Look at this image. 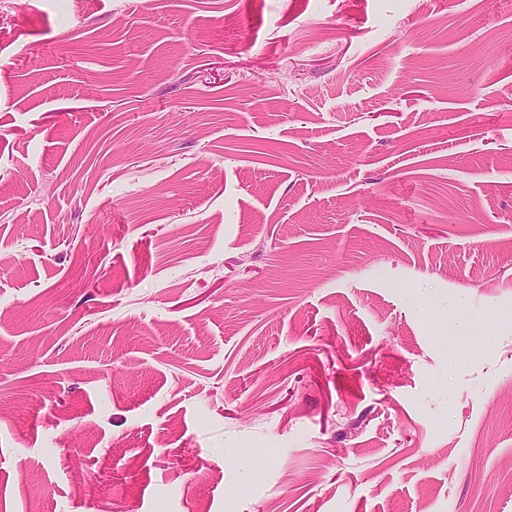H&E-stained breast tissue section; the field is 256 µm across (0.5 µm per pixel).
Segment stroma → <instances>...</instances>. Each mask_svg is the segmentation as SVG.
Instances as JSON below:
<instances>
[{
  "label": "stroma",
  "mask_w": 512,
  "mask_h": 512,
  "mask_svg": "<svg viewBox=\"0 0 512 512\" xmlns=\"http://www.w3.org/2000/svg\"><path fill=\"white\" fill-rule=\"evenodd\" d=\"M0 512H512V0H0ZM409 307L418 318L429 319L447 317L455 311L456 305L447 294L431 297L426 293L416 292L410 294Z\"/></svg>",
  "instance_id": "35a3bbf8"
}]
</instances>
